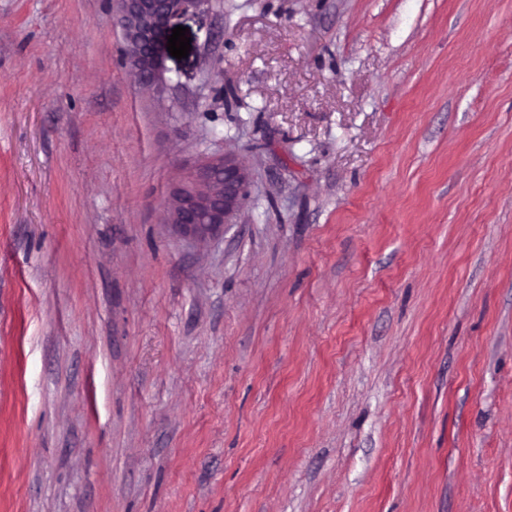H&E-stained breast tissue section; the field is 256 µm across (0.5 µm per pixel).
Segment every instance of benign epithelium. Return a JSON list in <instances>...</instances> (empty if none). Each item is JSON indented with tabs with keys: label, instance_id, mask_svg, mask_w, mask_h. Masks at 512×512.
Segmentation results:
<instances>
[{
	"label": "benign epithelium",
	"instance_id": "1",
	"mask_svg": "<svg viewBox=\"0 0 512 512\" xmlns=\"http://www.w3.org/2000/svg\"><path fill=\"white\" fill-rule=\"evenodd\" d=\"M125 43L126 64L146 86L163 79V41L187 16L208 10L210 0H114ZM248 175L224 154L205 160L193 176L173 189L165 205V222L181 234L202 238L224 229L242 207Z\"/></svg>",
	"mask_w": 512,
	"mask_h": 512
}]
</instances>
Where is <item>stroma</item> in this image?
Here are the masks:
<instances>
[{
  "mask_svg": "<svg viewBox=\"0 0 512 512\" xmlns=\"http://www.w3.org/2000/svg\"><path fill=\"white\" fill-rule=\"evenodd\" d=\"M182 24L0 0V512H512V0ZM125 43L126 64L144 86L163 79V41L187 16L202 15L210 0H114ZM247 185L240 163L224 154L209 157L187 182L173 189L165 205V222L193 238L217 233L242 207Z\"/></svg>",
  "mask_w": 512,
  "mask_h": 512,
  "instance_id": "1",
  "label": "stroma"
}]
</instances>
